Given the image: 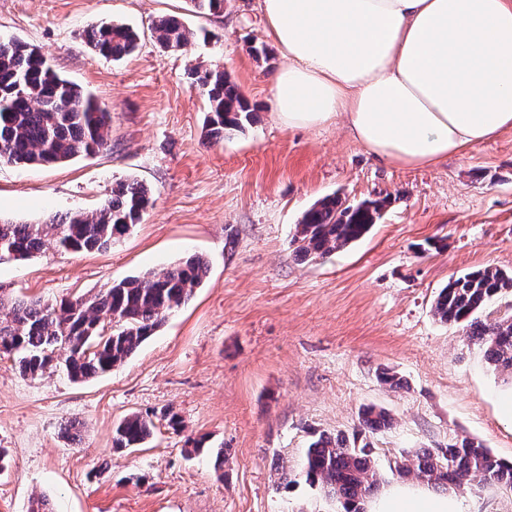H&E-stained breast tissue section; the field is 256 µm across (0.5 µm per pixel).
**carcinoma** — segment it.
<instances>
[{
    "mask_svg": "<svg viewBox=\"0 0 512 512\" xmlns=\"http://www.w3.org/2000/svg\"><path fill=\"white\" fill-rule=\"evenodd\" d=\"M227 0H190L201 13L224 12ZM158 44L181 51L193 33L180 18L165 16L152 27ZM85 42L99 55L121 59L138 47L139 35L124 24L85 31ZM190 77L208 99L207 134L219 143L255 120V109L221 67L195 68ZM110 112L92 94L60 76L33 45L21 40L0 44V163L62 164L108 146ZM152 191L122 181L95 212L53 216L42 223L0 217V261L26 260L46 250L78 254L110 247L140 223ZM383 200L347 203L336 195L316 201L296 225L293 243L301 258H323L361 239L376 224ZM207 260L197 254L161 272L148 271L114 282L93 296L41 297L0 290V354L13 357L23 376L61 369L73 381L103 375L129 359L184 305L204 281ZM433 314L456 324L485 348L495 369L512 374V271L485 267L452 279L433 303ZM391 425L374 406L362 409L352 433L319 434L302 464L306 480L322 486L340 512H364L379 483L373 446L367 435ZM152 418L138 413L116 426V451L140 448L152 437ZM393 475L425 480L437 488L478 480L512 491V465L485 446L462 439L440 448H416L389 464Z\"/></svg>",
    "mask_w": 512,
    "mask_h": 512,
    "instance_id": "carcinoma-1",
    "label": "carcinoma"
}]
</instances>
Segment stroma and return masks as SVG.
<instances>
[{"mask_svg": "<svg viewBox=\"0 0 512 512\" xmlns=\"http://www.w3.org/2000/svg\"><path fill=\"white\" fill-rule=\"evenodd\" d=\"M179 16L194 33L161 48L152 23ZM125 24L136 52L113 61L84 33ZM38 47L57 72L111 116L108 146L53 166L0 164V216L40 222L89 212L122 180L152 190L140 224L104 251H49L0 263V288L47 300L97 293L159 272L192 253L209 274L137 352L106 375H19L0 357V512H28L38 495L55 512H336L300 463L312 434L351 432L363 406L386 409L371 436L382 484L404 451L481 441L512 463V377L482 346L434 317L449 278L512 270V130L432 169L384 164L343 125H281L271 107L279 53L259 0H227L218 15L190 0H0V40ZM224 67L257 120L218 144L190 68ZM388 198L361 240L297 259L292 238L318 199ZM404 380L393 391L378 380ZM173 410L180 429L161 415ZM131 413L156 421L142 448L116 452L112 432ZM74 421L77 438L62 435ZM207 452L184 453L190 437ZM224 470L214 469L216 450ZM465 512H512V493L458 488Z\"/></svg>", "mask_w": 512, "mask_h": 512, "instance_id": "35a3bbf8", "label": "stroma"}]
</instances>
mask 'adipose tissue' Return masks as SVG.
Returning <instances> with one entry per match:
<instances>
[{
  "instance_id": "adipose-tissue-1",
  "label": "adipose tissue",
  "mask_w": 512,
  "mask_h": 512,
  "mask_svg": "<svg viewBox=\"0 0 512 512\" xmlns=\"http://www.w3.org/2000/svg\"><path fill=\"white\" fill-rule=\"evenodd\" d=\"M289 128L345 121L379 161L435 167L512 129V0H260ZM367 512H463L405 481Z\"/></svg>"
}]
</instances>
